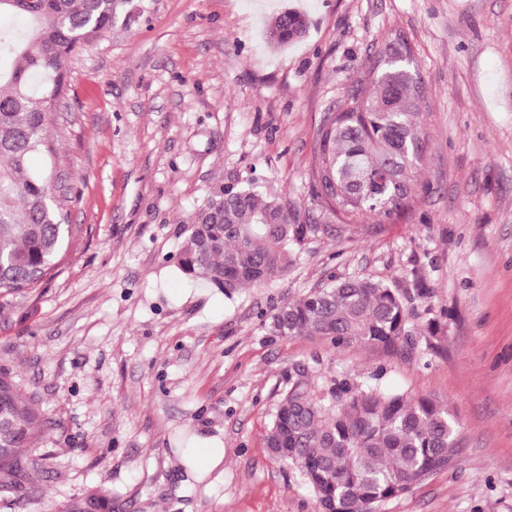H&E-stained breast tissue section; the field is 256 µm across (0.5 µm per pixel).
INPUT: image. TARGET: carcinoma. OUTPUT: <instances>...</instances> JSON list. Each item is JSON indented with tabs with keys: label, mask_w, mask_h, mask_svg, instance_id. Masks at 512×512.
Segmentation results:
<instances>
[{
	"label": "carcinoma",
	"mask_w": 512,
	"mask_h": 512,
	"mask_svg": "<svg viewBox=\"0 0 512 512\" xmlns=\"http://www.w3.org/2000/svg\"><path fill=\"white\" fill-rule=\"evenodd\" d=\"M126 0H0V297L37 287L57 267L72 227L53 199L51 176L31 171L38 150L52 151L48 128L68 93L66 58L104 38ZM30 20L26 30L11 18ZM308 16L285 10L267 24L273 46L302 40ZM409 62L382 63L369 71L372 91L347 94L344 108L318 132L312 178L317 196L358 224L391 221L415 192L413 171L426 149L422 89ZM304 224L291 223L284 203L237 178L211 188L185 229L178 267L230 296L282 276L291 245ZM411 313L387 284L370 277L338 279L310 289L275 309L264 326L273 336H315L340 349L350 344L393 350L409 335ZM0 446L12 464L0 463V502L12 495L45 452L36 447L45 422L0 370ZM266 447L299 469L327 512H351L410 491L445 467L456 452L448 410L428 398L345 380L312 394L295 384L279 402ZM112 510V493L90 487L62 512H82L86 501Z\"/></svg>",
	"instance_id": "carcinoma-1"
}]
</instances>
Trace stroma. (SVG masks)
Here are the masks:
<instances>
[{
  "instance_id": "obj_1",
  "label": "stroma",
  "mask_w": 512,
  "mask_h": 512,
  "mask_svg": "<svg viewBox=\"0 0 512 512\" xmlns=\"http://www.w3.org/2000/svg\"><path fill=\"white\" fill-rule=\"evenodd\" d=\"M133 2L64 63V261L0 297V369L48 422L12 512H57L96 485L115 512H320L265 437L296 382L337 377L429 398L455 424L448 467L374 512H512V0ZM288 8L310 30L271 47L265 25ZM398 34L428 88L415 199L346 224L314 197L317 132ZM252 172L309 230L284 276L227 297L177 258L206 190ZM331 275L396 289L412 336L387 352L269 335L263 316ZM196 448L217 449L209 470Z\"/></svg>"
}]
</instances>
